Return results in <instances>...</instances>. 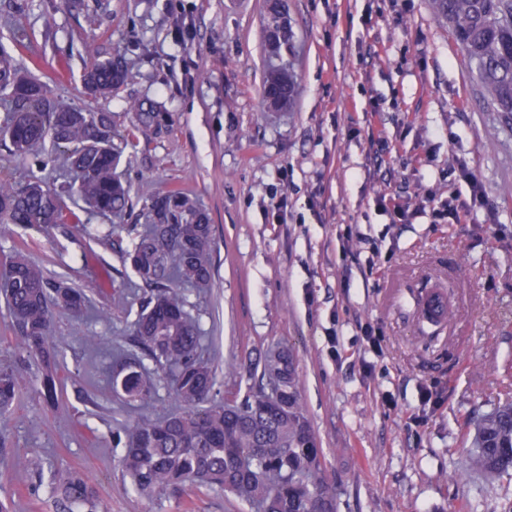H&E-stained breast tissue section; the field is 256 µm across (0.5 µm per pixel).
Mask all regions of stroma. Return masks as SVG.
Returning a JSON list of instances; mask_svg holds the SVG:
<instances>
[{
    "instance_id": "stroma-1",
    "label": "stroma",
    "mask_w": 512,
    "mask_h": 512,
    "mask_svg": "<svg viewBox=\"0 0 512 512\" xmlns=\"http://www.w3.org/2000/svg\"><path fill=\"white\" fill-rule=\"evenodd\" d=\"M263 3L0 0V43L53 100L111 113L120 131L134 98L170 117L167 135L123 151L129 214L68 196L79 223L45 233L0 225V255L25 246L93 307L80 318L56 313L54 408L39 393L36 362L15 350L0 298V366L21 376L0 419L9 512H65L39 479L68 468L91 476L102 512H250L216 486L137 496L113 442L132 414L114 400L111 347L129 344L139 308L121 252L147 198L173 185L194 194L213 225L214 286L188 300L215 389L247 390L239 359L293 346L336 512H512V476L460 479L469 428L512 402V120L488 105L431 0H289L300 87L291 111H266ZM117 53L134 80L109 97L89 93L85 69ZM474 181L485 204L461 223L421 210L426 196L434 208L469 198ZM395 205L405 223H392ZM430 288L461 303L462 319L424 325L416 303ZM99 308L111 321L95 318ZM92 334L107 344L93 356L84 345Z\"/></svg>"
}]
</instances>
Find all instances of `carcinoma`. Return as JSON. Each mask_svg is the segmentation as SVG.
<instances>
[{
	"label": "carcinoma",
	"instance_id": "cac0c4a2",
	"mask_svg": "<svg viewBox=\"0 0 512 512\" xmlns=\"http://www.w3.org/2000/svg\"><path fill=\"white\" fill-rule=\"evenodd\" d=\"M436 15L451 24L457 44L475 65L497 112L512 113V0H432ZM276 32V59L267 62L261 94L271 92L279 108H288L299 88L288 57L294 32L288 0H272L265 15ZM133 72L117 54L97 62L84 74L85 85L102 96L126 85ZM0 93L9 116L5 137L13 154L56 158L76 173L77 187H49L37 179L19 186L0 175V224L46 231L57 224L80 222L64 205L71 191L101 213L132 208L130 187L118 175L121 150L113 142L112 114L58 106L46 85L24 75L14 59L0 52ZM132 122L122 140L133 148L169 131L167 116L148 99H130ZM145 223L131 226L124 262L149 289L132 323L141 354L114 346L125 358L117 376L123 403L133 410L150 406L154 397L149 359L166 370L175 409L159 419L141 418L122 427L115 439L120 464L133 489L147 498H161L187 482L217 486L247 503L252 512H336V498L327 483L319 442L304 409L297 360L287 344L266 350L247 366L259 383L240 396L218 400L215 374L201 355L202 331L192 315L187 288H208L214 282L212 224L208 213L186 190L173 187L149 197ZM0 293L5 296L15 344L38 363L40 393L57 399L58 350L51 341L54 314L61 308L79 316L87 310L83 291L70 282L48 277L46 269L21 249L0 261ZM20 378L0 366V418L13 406ZM512 472V404L484 416L476 427L463 480ZM50 493L65 502L99 512L85 474L65 470L53 475Z\"/></svg>",
	"mask_w": 512,
	"mask_h": 512
}]
</instances>
